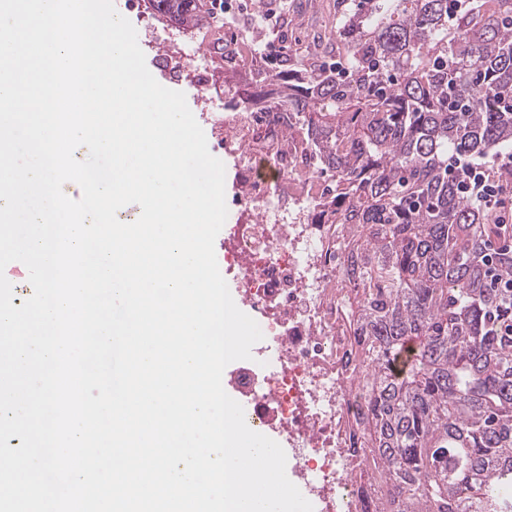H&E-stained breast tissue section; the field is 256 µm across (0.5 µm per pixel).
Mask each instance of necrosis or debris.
<instances>
[{
  "label": "necrosis or debris",
  "mask_w": 512,
  "mask_h": 512,
  "mask_svg": "<svg viewBox=\"0 0 512 512\" xmlns=\"http://www.w3.org/2000/svg\"><path fill=\"white\" fill-rule=\"evenodd\" d=\"M240 207L224 230L226 272L263 338L225 382L249 417L278 435L314 512H376L364 459L370 391L351 312L362 289L346 274L344 225L323 221L311 190L318 160L295 113L214 119Z\"/></svg>",
  "instance_id": "4bbe7bcc"
}]
</instances>
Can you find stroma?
Instances as JSON below:
<instances>
[{
	"label": "stroma",
	"instance_id": "35a3bbf8",
	"mask_svg": "<svg viewBox=\"0 0 512 512\" xmlns=\"http://www.w3.org/2000/svg\"><path fill=\"white\" fill-rule=\"evenodd\" d=\"M282 8L291 24L284 33H277L274 41L277 51L265 49L263 44H255L254 51L261 55L267 72L278 68L279 53L290 54L291 58H307L319 64L330 63L329 55L315 51L314 46L320 37L334 35L336 23V0H253L250 14L260 15L269 9ZM224 27L216 22L197 28L191 36V45L187 49L184 66L171 65L164 43L143 45L146 65L154 78L164 87L183 92L187 104L208 135V148L216 158H223L220 144L212 138V122L218 112H250L254 103L248 102L250 92L258 90L256 81L243 75L232 79L224 77V57L214 50L213 38L223 35ZM205 61L209 68L210 86L203 89L193 80L191 73L198 61Z\"/></svg>",
	"mask_w": 512,
	"mask_h": 512
}]
</instances>
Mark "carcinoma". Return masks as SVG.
<instances>
[{
    "label": "carcinoma",
    "mask_w": 512,
    "mask_h": 512,
    "mask_svg": "<svg viewBox=\"0 0 512 512\" xmlns=\"http://www.w3.org/2000/svg\"><path fill=\"white\" fill-rule=\"evenodd\" d=\"M187 30L203 0H150ZM336 55L347 66L263 78L300 115L336 178L325 204L354 224L353 311L372 392L367 463L383 512H512V306L490 287L494 217L459 193L448 156L512 146V0H337Z\"/></svg>",
    "instance_id": "obj_1"
}]
</instances>
